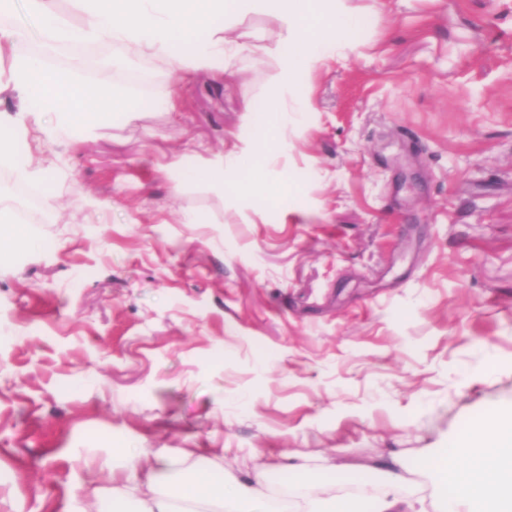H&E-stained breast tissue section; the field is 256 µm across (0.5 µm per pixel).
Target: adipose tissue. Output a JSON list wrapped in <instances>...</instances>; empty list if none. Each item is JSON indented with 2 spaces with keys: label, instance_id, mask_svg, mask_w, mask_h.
Listing matches in <instances>:
<instances>
[{
  "label": "adipose tissue",
  "instance_id": "1",
  "mask_svg": "<svg viewBox=\"0 0 512 512\" xmlns=\"http://www.w3.org/2000/svg\"><path fill=\"white\" fill-rule=\"evenodd\" d=\"M86 24L72 30L53 9L54 0H26L27 8L44 23L49 40L105 38L139 52L164 56L174 72L222 70L233 47L212 30V20L233 22L249 15H268L280 25L277 41L264 47L272 62V83L265 109L279 112L283 93L293 86L314 60L326 35L348 41L349 0H75ZM7 84L20 95L32 88L34 115L47 116L53 135H82L106 127L125 116L128 104L111 86L99 83L92 90L75 91L68 75L51 74L34 58L12 59ZM25 116L0 117V168L18 181L34 176L20 158L28 139ZM272 139L256 140L241 154L215 158L197 173L199 180L223 187L228 177L246 166L259 152H272ZM124 492L134 499L131 512H271L269 498L226 474L195 475L159 487V477L142 469L134 453ZM423 469L440 480L442 512H512V410L501 413L492 425L467 426L448 446L421 461Z\"/></svg>",
  "mask_w": 512,
  "mask_h": 512
}]
</instances>
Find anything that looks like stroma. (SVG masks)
Returning a JSON list of instances; mask_svg holds the SVG:
<instances>
[{"instance_id": "stroma-1", "label": "stroma", "mask_w": 512, "mask_h": 512, "mask_svg": "<svg viewBox=\"0 0 512 512\" xmlns=\"http://www.w3.org/2000/svg\"><path fill=\"white\" fill-rule=\"evenodd\" d=\"M353 35L289 91L274 159L193 179L259 135L272 65L176 81L96 41L65 60L17 0L13 51L107 79L131 104L95 134H37L51 220L0 264V512H96L121 445L160 475L225 470L435 512L419 462L512 409V0H350ZM151 70V91L126 73ZM289 184L276 206L252 180ZM297 469L282 467L283 455ZM375 512H425L419 499L402 496L393 483L386 484L379 492Z\"/></svg>"}]
</instances>
